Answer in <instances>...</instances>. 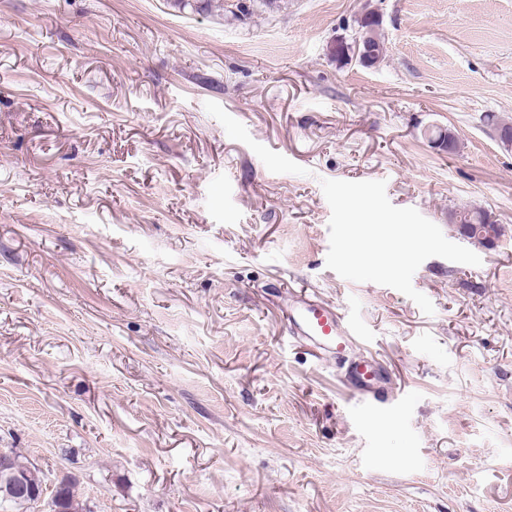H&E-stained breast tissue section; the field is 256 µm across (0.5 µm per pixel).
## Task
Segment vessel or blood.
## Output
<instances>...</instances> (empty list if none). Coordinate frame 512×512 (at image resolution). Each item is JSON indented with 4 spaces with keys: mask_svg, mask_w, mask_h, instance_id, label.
Here are the masks:
<instances>
[{
    "mask_svg": "<svg viewBox=\"0 0 512 512\" xmlns=\"http://www.w3.org/2000/svg\"><path fill=\"white\" fill-rule=\"evenodd\" d=\"M285 312L289 332L335 358L354 394L377 401L387 397L383 366L373 356L352 355L356 329L340 309L292 294Z\"/></svg>",
    "mask_w": 512,
    "mask_h": 512,
    "instance_id": "b4317fda",
    "label": "vessel or blood"
}]
</instances>
